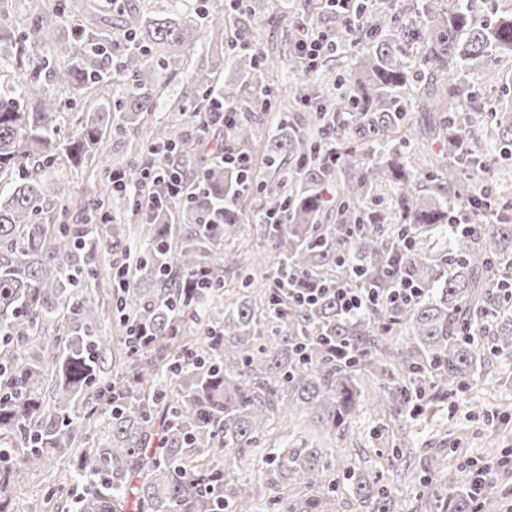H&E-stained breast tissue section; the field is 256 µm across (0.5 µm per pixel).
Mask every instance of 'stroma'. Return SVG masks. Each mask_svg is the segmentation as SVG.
I'll use <instances>...</instances> for the list:
<instances>
[{
	"instance_id": "35a3bbf8",
	"label": "stroma",
	"mask_w": 512,
	"mask_h": 512,
	"mask_svg": "<svg viewBox=\"0 0 512 512\" xmlns=\"http://www.w3.org/2000/svg\"><path fill=\"white\" fill-rule=\"evenodd\" d=\"M251 13L245 14L235 31L237 38L254 34L266 49L287 54L288 38L298 21L312 24L316 30L338 27V19L323 12L322 0H248ZM101 166L88 163L81 167H63L72 195L66 202L69 216H77L82 203L101 189ZM245 249L226 248L224 251V278L227 290L225 301L235 298L236 272L244 255L258 256L257 276H265L279 262L277 251L263 240L257 223L245 227ZM101 275L93 290L101 311L102 333L110 349H119L125 336L114 314L112 281L107 276L108 264H101ZM488 377L473 382L463 392L448 396L416 419L401 423L380 420L370 406H362L352 433L325 440L328 448H347L352 461L366 471L386 470L391 441L397 432H404L415 450L428 459L439 458L450 466L492 464L505 450L512 448V424L496 429L492 416H512V361L491 358ZM79 490L72 479L70 457L58 458L54 467L29 475L25 485L11 495L10 512H31L33 502L53 496L57 512H76Z\"/></svg>"
}]
</instances>
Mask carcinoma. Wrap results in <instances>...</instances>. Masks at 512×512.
Wrapping results in <instances>:
<instances>
[{
    "label": "carcinoma",
    "instance_id": "carcinoma-1",
    "mask_svg": "<svg viewBox=\"0 0 512 512\" xmlns=\"http://www.w3.org/2000/svg\"><path fill=\"white\" fill-rule=\"evenodd\" d=\"M0 0V512L9 493L55 454H75L79 512H336V451L301 437L278 444L276 422L308 419L325 437L352 427L364 384L378 385V416L398 421L455 394L484 375L490 357L512 358V200L487 175L512 157V108L492 111L495 137L478 142L487 112L467 71L512 56V12L475 18L473 0H418L421 23L396 5L352 6V25L329 47L351 39L356 63L330 83L302 79L291 99L312 111L278 121L265 141L275 183L261 209L284 218L264 225L281 258L266 287L253 271L237 272L234 301L224 303V247L237 245L256 219L241 196L238 170L224 150L250 153L259 137L257 97L274 84L279 62L263 48L226 56L225 30L249 11L227 0L225 14L199 3L188 18L121 0L110 11L98 0L53 7L22 26ZM213 60L192 63L198 39ZM419 47V58L410 48ZM251 91L246 115L217 143L219 132L187 136L173 121H153L165 88L187 84L175 112H209L214 100L238 103L219 85L225 67ZM118 81L112 99L76 115L61 131L58 90ZM414 89L413 110L403 98ZM430 115L420 132L412 112ZM152 128L134 155L102 172L105 189L85 218L58 220L69 185L60 162L95 160L107 130ZM402 132L421 145L409 153L381 141ZM172 145L170 167L183 183L173 197L151 186L145 215L132 193L112 189V172L128 183L150 166L152 146ZM336 151V168L324 162ZM336 182V196L324 184ZM473 199L491 224L448 231L457 203ZM138 219L131 247L117 220ZM112 225V280L118 319L151 337L128 343L129 366L108 382L97 303L88 292ZM405 278L420 288L412 303L387 295ZM371 288L378 302L348 313L338 288ZM491 333V344L478 340ZM109 437L83 431L100 417ZM390 471L399 477L411 452L393 444ZM224 453L248 459L268 490L260 506L242 490L236 468L207 460ZM345 490L366 512H394L393 486L343 464ZM443 512H470L471 484L459 471L442 476Z\"/></svg>",
    "mask_w": 512,
    "mask_h": 512
}]
</instances>
